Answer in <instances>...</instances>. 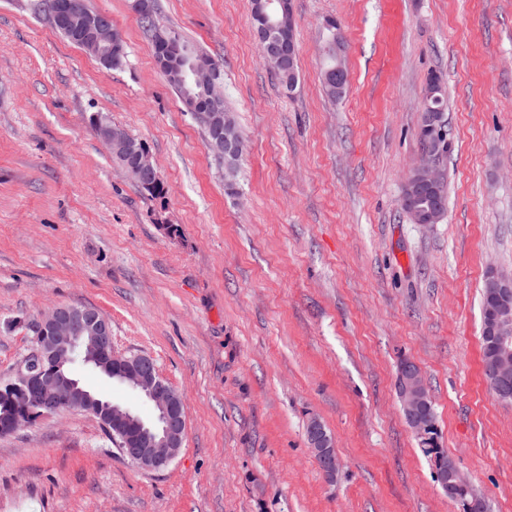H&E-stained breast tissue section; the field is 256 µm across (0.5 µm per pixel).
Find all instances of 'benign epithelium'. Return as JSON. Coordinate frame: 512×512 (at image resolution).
<instances>
[{"label": "benign epithelium", "instance_id": "obj_1", "mask_svg": "<svg viewBox=\"0 0 512 512\" xmlns=\"http://www.w3.org/2000/svg\"><path fill=\"white\" fill-rule=\"evenodd\" d=\"M286 5L287 0H264L258 6L262 22L258 40L265 63L274 72L284 61L283 46H288L291 54L297 52L294 36L277 44L269 42L273 30L270 13L284 12ZM41 9L50 26L65 32L104 66H112L123 54L124 37L112 24L111 18L90 11L78 12L69 0H47ZM335 38L336 67L330 70V74L336 80V87L342 88L348 74L343 66L345 49L341 29H336ZM151 40L157 45L155 59L164 77L182 79V53L178 40L170 30L161 26L152 31ZM188 77L203 90L204 97L199 100L186 98L184 104L212 128L209 149L218 158H235L241 149L242 137L231 117L211 111L213 105L224 97V83L219 78L217 64L209 56L199 53L188 65ZM438 93L439 89L432 88L424 100L420 125L426 128L427 136L421 146L420 157L412 168L417 182L432 188L443 182V149L448 144L447 123L431 107V101L438 98ZM96 134L108 145L113 165L128 178L145 183L160 182L152 155L145 146L135 144L120 130L110 126H101L96 129ZM501 295L503 307L485 324V334L492 337L498 349L492 361L495 377L506 382L512 379V332L508 327V302L512 300V290L504 287ZM32 331L37 336L50 335L47 340L35 341L18 372V380L22 382L37 417L45 418L65 409H77L93 415L104 425L121 423L127 426L134 423V432L122 435V448L129 460L144 470L154 471L167 467L176 458L186 434L184 396L161 377L152 357L145 354L126 356L114 350L111 324L100 310L56 306L36 319ZM76 354L85 366L106 372L112 380L150 401L155 407V420L138 421L130 408L110 401L103 403L88 389L79 387L78 381L68 379L56 370L45 373L39 369L41 363L58 365L73 360ZM398 376L401 382L399 401L404 415L414 434L426 440L432 429L427 416L431 398L421 380V371L409 361L399 368ZM306 433L309 447L322 471L328 477L335 476L340 461L335 454L332 437L316 419L308 423ZM436 481L448 496H453L455 488L461 485L460 471L453 460H448V465L436 472Z\"/></svg>", "mask_w": 512, "mask_h": 512}]
</instances>
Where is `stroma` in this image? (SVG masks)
I'll list each match as a JSON object with an SVG mask.
<instances>
[{
	"mask_svg": "<svg viewBox=\"0 0 512 512\" xmlns=\"http://www.w3.org/2000/svg\"><path fill=\"white\" fill-rule=\"evenodd\" d=\"M0 0V383L55 306H92L117 351L147 354L185 397L176 459L146 471L98 419L64 411L0 436V512H459L401 410V360L421 369L440 446L512 512V402L484 375L481 290L512 280V0H293L298 81L264 63L250 0H159L160 21L224 68L247 151L236 177L158 69L129 0L111 71ZM350 86L321 80L324 25ZM445 89L447 211L401 208L430 73ZM142 140L165 187L146 199L88 120ZM234 181L228 192L226 181ZM152 419L138 393L75 367ZM341 468L328 479L305 427ZM331 22L333 23V27L331 29L328 28L329 31L327 34V39H326L325 44L322 49V68H321V70H322V75H323L324 91L329 97L336 100V99L343 97L347 92L348 74H347V69L344 68V66H343V56H342L343 53L345 52L344 45H343V41L345 38L343 36L341 28L336 29V21L335 22L331 21ZM335 29H336V33H334V35H335L336 39L334 41H336V67L331 69L329 71V73L336 80V84H331V83H328L325 81L324 70L331 67L332 65H334L335 62L333 60V56H331L329 53L324 52L323 50L325 47L329 46L333 42L334 35L332 34V31ZM346 82H347V84H346ZM342 87H344L342 92H340V93L336 92V88H342ZM306 433L309 447L322 471L327 477L335 476L340 468V461L335 454L332 437L317 419L308 423Z\"/></svg>",
	"mask_w": 512,
	"mask_h": 512,
	"instance_id": "stroma-1",
	"label": "stroma"
}]
</instances>
